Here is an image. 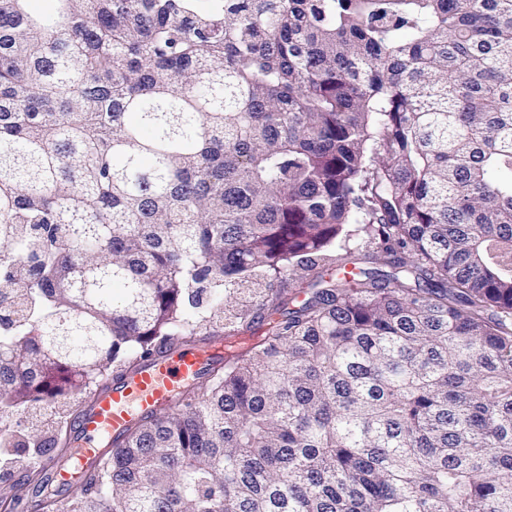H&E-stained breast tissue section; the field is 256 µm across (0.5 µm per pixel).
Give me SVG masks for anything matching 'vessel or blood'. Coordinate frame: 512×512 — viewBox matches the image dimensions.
Segmentation results:
<instances>
[{
  "label": "vessel or blood",
  "instance_id": "1",
  "mask_svg": "<svg viewBox=\"0 0 512 512\" xmlns=\"http://www.w3.org/2000/svg\"><path fill=\"white\" fill-rule=\"evenodd\" d=\"M223 342L164 349L137 368L116 377L90 404L80 410L74 434L76 453L67 465H51L60 487L79 485L92 462L118 445L138 419L173 407L178 398L224 360Z\"/></svg>",
  "mask_w": 512,
  "mask_h": 512
}]
</instances>
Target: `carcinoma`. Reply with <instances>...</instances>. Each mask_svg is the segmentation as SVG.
Returning a JSON list of instances; mask_svg holds the SVG:
<instances>
[{
	"label": "carcinoma",
	"instance_id": "obj_1",
	"mask_svg": "<svg viewBox=\"0 0 512 512\" xmlns=\"http://www.w3.org/2000/svg\"><path fill=\"white\" fill-rule=\"evenodd\" d=\"M55 2L0 0V415L244 339L66 512H512V0Z\"/></svg>",
	"mask_w": 512,
	"mask_h": 512
}]
</instances>
